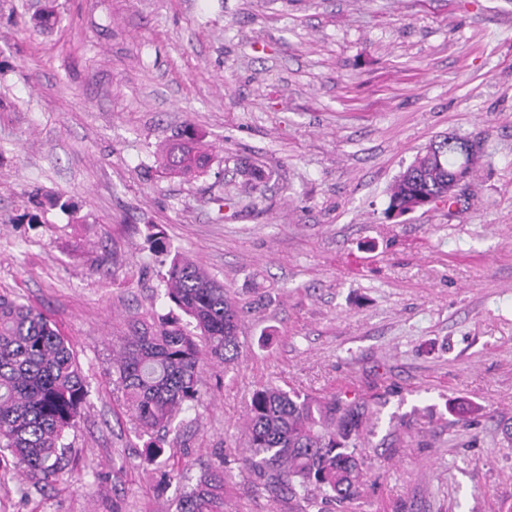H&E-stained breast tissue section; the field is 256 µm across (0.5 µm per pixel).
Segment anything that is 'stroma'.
I'll list each match as a JSON object with an SVG mask.
<instances>
[{
	"instance_id": "stroma-1",
	"label": "stroma",
	"mask_w": 512,
	"mask_h": 512,
	"mask_svg": "<svg viewBox=\"0 0 512 512\" xmlns=\"http://www.w3.org/2000/svg\"><path fill=\"white\" fill-rule=\"evenodd\" d=\"M37 4L0 0V292L58 324L90 395L63 477L1 465L0 512H176L112 357L170 312L182 255L242 309L239 358L164 442L187 483L223 465L226 512H512V0H57L48 35ZM188 130L207 172L161 174ZM442 134L479 139L476 172L388 218ZM267 384L368 401L356 501L258 485ZM57 14L55 11L54 0H45L36 8L29 18L32 30L39 32L50 31L56 22Z\"/></svg>"
}]
</instances>
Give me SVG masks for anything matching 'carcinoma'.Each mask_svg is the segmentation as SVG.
<instances>
[{
  "mask_svg": "<svg viewBox=\"0 0 512 512\" xmlns=\"http://www.w3.org/2000/svg\"><path fill=\"white\" fill-rule=\"evenodd\" d=\"M56 19L54 0H43L29 23L44 33ZM209 158L207 146L191 137L169 144L159 168L187 177L203 172ZM459 165L448 138L435 137L394 181L388 209L407 213L420 196L447 201L448 176ZM163 281L169 302L193 329L174 317L143 323L112 358V376L142 434L168 428L178 412L198 406L203 367L226 364L240 349L238 307L223 284L181 257L171 260ZM88 397L87 377L57 325L38 308L0 293V448L10 452L20 475L36 484L59 478L65 436ZM366 420V404L356 398L260 387L246 421L249 467L275 496L351 503L363 480ZM177 512H224V464L179 489Z\"/></svg>",
  "mask_w": 512,
  "mask_h": 512,
  "instance_id": "obj_1",
  "label": "carcinoma"
}]
</instances>
